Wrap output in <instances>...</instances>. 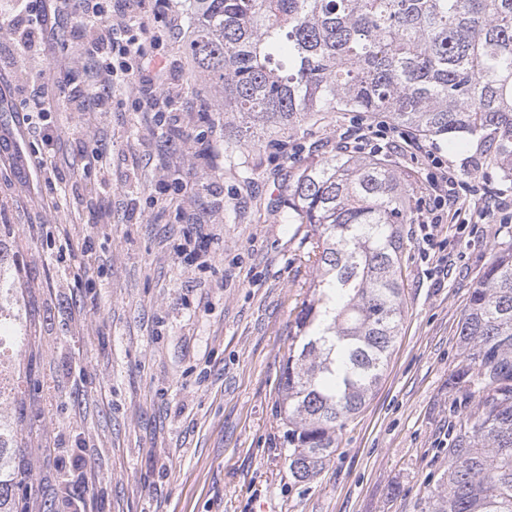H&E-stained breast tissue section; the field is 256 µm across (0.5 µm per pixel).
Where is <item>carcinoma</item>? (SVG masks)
Here are the masks:
<instances>
[{"mask_svg": "<svg viewBox=\"0 0 512 512\" xmlns=\"http://www.w3.org/2000/svg\"><path fill=\"white\" fill-rule=\"evenodd\" d=\"M187 50L224 112L292 130L318 112L382 114L462 135L512 184V0H188ZM388 155L345 146L287 183L285 221L307 225L310 298L294 318L281 380L288 470L312 480L337 432L383 379L403 320L401 225L414 221ZM474 398L448 432V468L423 512H512V246L496 252L458 331ZM27 332L0 321V347ZM0 425V512L29 474Z\"/></svg>", "mask_w": 512, "mask_h": 512, "instance_id": "carcinoma-1", "label": "carcinoma"}]
</instances>
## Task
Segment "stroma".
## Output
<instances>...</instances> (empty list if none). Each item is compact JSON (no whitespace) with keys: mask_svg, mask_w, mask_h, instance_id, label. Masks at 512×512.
Here are the masks:
<instances>
[{"mask_svg":"<svg viewBox=\"0 0 512 512\" xmlns=\"http://www.w3.org/2000/svg\"><path fill=\"white\" fill-rule=\"evenodd\" d=\"M172 9L185 12L184 0L140 6L143 42L171 71L157 111L142 109L135 85L108 111H73L69 93L91 75L72 0H48L40 47L0 72L13 154L0 158V315L30 336L0 374V424L32 476L21 508L62 512L70 498L85 512H421L447 467L440 442L464 412L453 381L470 290L512 244V222L429 224L426 156L454 166L461 199L508 187L475 149L366 112L320 114L259 153L225 140L223 118L202 110L224 95L169 35ZM37 94L52 104L40 118ZM339 145L388 152L412 175L404 317L384 380L319 475L297 484L279 388L315 270L305 226L282 223L276 198Z\"/></svg>","mask_w":512,"mask_h":512,"instance_id":"1","label":"stroma"}]
</instances>
